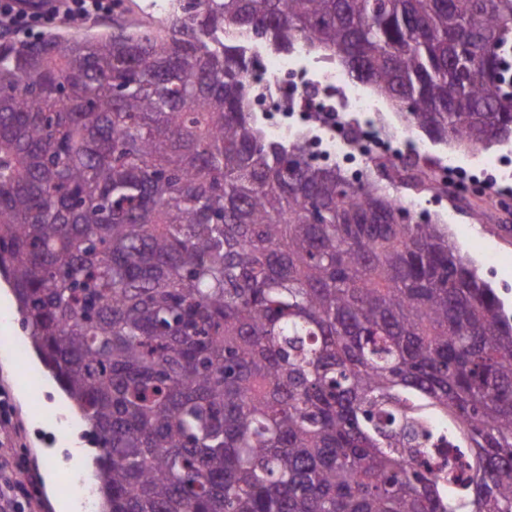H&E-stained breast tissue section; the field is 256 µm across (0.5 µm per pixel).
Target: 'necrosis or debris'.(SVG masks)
Masks as SVG:
<instances>
[{
	"instance_id": "4bbe7bcc",
	"label": "necrosis or debris",
	"mask_w": 512,
	"mask_h": 512,
	"mask_svg": "<svg viewBox=\"0 0 512 512\" xmlns=\"http://www.w3.org/2000/svg\"><path fill=\"white\" fill-rule=\"evenodd\" d=\"M249 83V107L268 133L300 143L306 159L339 166L353 182L365 181L370 170L381 166L394 175L416 163L430 175L436 197L450 198L452 216L486 191L484 182L458 180L454 162L410 148L408 139L389 133L365 88L333 62L299 55L274 58L260 52ZM342 112H363L367 118L352 127L339 120Z\"/></svg>"
}]
</instances>
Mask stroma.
Here are the masks:
<instances>
[{
	"label": "stroma",
	"mask_w": 512,
	"mask_h": 512,
	"mask_svg": "<svg viewBox=\"0 0 512 512\" xmlns=\"http://www.w3.org/2000/svg\"><path fill=\"white\" fill-rule=\"evenodd\" d=\"M410 134L421 149L453 157L463 176L491 185V199L512 193V142L470 151L433 141L424 131L411 128ZM433 223L443 225L462 255L470 259L478 275L491 285L512 318V216L479 224L475 218L491 213L489 201L470 204L457 223H449L436 200H420ZM15 306L0 305V383L24 427L23 446L35 473H42L47 461H54L61 474V489L75 492L79 473L66 468L73 452L90 447L84 427L77 423L69 403L56 399L58 384L42 362L34 358Z\"/></svg>",
	"instance_id": "1"
}]
</instances>
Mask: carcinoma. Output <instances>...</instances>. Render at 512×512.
<instances>
[{
  "label": "carcinoma",
  "instance_id": "obj_1",
  "mask_svg": "<svg viewBox=\"0 0 512 512\" xmlns=\"http://www.w3.org/2000/svg\"><path fill=\"white\" fill-rule=\"evenodd\" d=\"M175 2L0 38V276L102 512H512V320L439 225L265 134L246 37L487 148L512 0Z\"/></svg>",
  "mask_w": 512,
  "mask_h": 512
}]
</instances>
